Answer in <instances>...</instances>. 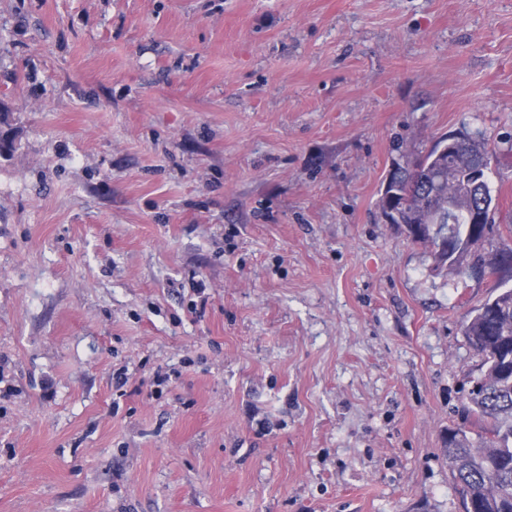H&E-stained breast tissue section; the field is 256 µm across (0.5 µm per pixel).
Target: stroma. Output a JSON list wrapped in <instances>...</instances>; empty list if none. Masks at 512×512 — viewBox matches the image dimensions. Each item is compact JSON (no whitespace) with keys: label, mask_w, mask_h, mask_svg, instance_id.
<instances>
[{"label":"stroma","mask_w":512,"mask_h":512,"mask_svg":"<svg viewBox=\"0 0 512 512\" xmlns=\"http://www.w3.org/2000/svg\"><path fill=\"white\" fill-rule=\"evenodd\" d=\"M459 132L512 225V0H0V512H463ZM460 155H457L459 163L467 168L469 163L475 166H490L491 152L486 140L480 135H475L460 147ZM438 144L437 141L423 158V162L427 167L426 172L415 173L410 168L398 167L390 173L392 175V182L389 191L394 190L411 195L414 203V213L417 214L414 220L419 223L425 221L430 216L431 209L436 206L442 211V215L448 214L449 211L453 210L454 206L448 204V202L466 194L463 184L467 188L473 181L477 185L487 182V169L481 167L478 170L466 171L463 175L462 184V181L458 180L447 165V157H435L438 151ZM434 176L440 179L438 188L434 185ZM426 186H428V190ZM435 189H437L435 197H429Z\"/></svg>","instance_id":"obj_1"}]
</instances>
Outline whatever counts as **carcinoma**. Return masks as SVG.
Wrapping results in <instances>:
<instances>
[{"label":"carcinoma","mask_w":512,"mask_h":512,"mask_svg":"<svg viewBox=\"0 0 512 512\" xmlns=\"http://www.w3.org/2000/svg\"><path fill=\"white\" fill-rule=\"evenodd\" d=\"M433 146L423 158L427 171L416 173L399 167L390 189L411 195L416 221L431 209L448 213V203L465 194L446 158ZM463 167L491 163L486 140L476 135L459 149ZM450 235L448 247L438 256L437 267L458 279L497 276L512 272V246L484 251V244L501 236L500 226L486 224L478 237L460 212L452 224L439 225ZM463 334L482 357L480 376L473 380L463 412L478 427L476 435L464 427L448 432L444 449L448 467L459 491L463 512H512V288H498L462 324Z\"/></svg>","instance_id":"cac0c4a2"}]
</instances>
